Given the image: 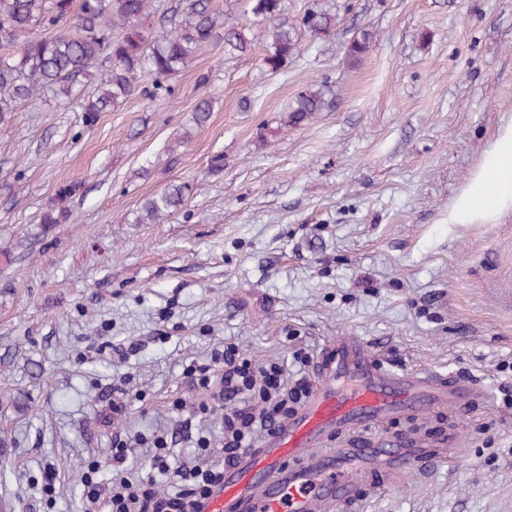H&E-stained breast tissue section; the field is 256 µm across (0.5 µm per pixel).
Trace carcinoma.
<instances>
[{
  "label": "carcinoma",
  "instance_id": "1",
  "mask_svg": "<svg viewBox=\"0 0 512 512\" xmlns=\"http://www.w3.org/2000/svg\"><path fill=\"white\" fill-rule=\"evenodd\" d=\"M245 7L268 23L265 63L272 71L298 55L301 32L321 39L336 27V15L327 9H311L291 22L285 0H245ZM160 8L155 0H0V122L40 95L73 100L80 80L103 64L107 69L97 88L79 102L86 123L93 124L99 113L119 109L134 95L171 96L166 82L213 44L224 43L229 58L253 49L249 26L217 13L213 0H181L180 7L162 16L170 29L150 38L143 23ZM371 40V33L359 32L346 55L360 60ZM145 73L152 79L149 85L140 83ZM327 106L323 89L308 88L289 105L285 124L300 125ZM190 192L187 183L169 185L141 203L138 222L160 223L182 207ZM72 222L65 206L53 205L41 218L43 224Z\"/></svg>",
  "mask_w": 512,
  "mask_h": 512
}]
</instances>
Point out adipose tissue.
Wrapping results in <instances>:
<instances>
[{"label": "adipose tissue", "mask_w": 512, "mask_h": 512, "mask_svg": "<svg viewBox=\"0 0 512 512\" xmlns=\"http://www.w3.org/2000/svg\"><path fill=\"white\" fill-rule=\"evenodd\" d=\"M512 209V125L507 126L467 189L448 212L452 224L492 222L503 210Z\"/></svg>", "instance_id": "obj_1"}]
</instances>
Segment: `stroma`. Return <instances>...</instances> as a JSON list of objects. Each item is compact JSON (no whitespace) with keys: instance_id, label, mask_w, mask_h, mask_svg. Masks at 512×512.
I'll use <instances>...</instances> for the list:
<instances>
[{"instance_id":"1","label":"stroma","mask_w":512,"mask_h":512,"mask_svg":"<svg viewBox=\"0 0 512 512\" xmlns=\"http://www.w3.org/2000/svg\"><path fill=\"white\" fill-rule=\"evenodd\" d=\"M285 5L293 21L331 10L336 28L303 37L279 71L255 22L252 52L210 46L168 99L133 96L91 125L76 104L34 99L0 123V512H84L92 464L104 482L120 466L140 475L146 438L183 418L173 403L205 397L184 368L222 343L290 365L336 336L404 372L468 377L482 395L391 421L383 447L435 444L439 428L459 445L422 476L373 473L357 504L330 512H512V210L448 221L512 123V0ZM364 29L374 38L351 61ZM310 87L329 109L285 124ZM173 182L193 187L182 208L137 223ZM65 184L73 223H42ZM116 432L135 436L121 465Z\"/></svg>"}]
</instances>
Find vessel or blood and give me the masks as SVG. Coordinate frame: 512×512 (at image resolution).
<instances>
[{
	"mask_svg": "<svg viewBox=\"0 0 512 512\" xmlns=\"http://www.w3.org/2000/svg\"><path fill=\"white\" fill-rule=\"evenodd\" d=\"M322 383L260 448L225 466L224 479L203 512H319L336 503H354L367 481L361 462L382 460L388 475L427 472L446 461L457 440L449 433L436 448L414 446L383 451L373 444L331 448L339 430L383 428L394 415L459 408L475 395L472 383L435 372L396 373L359 340H328L318 360Z\"/></svg>",
	"mask_w": 512,
	"mask_h": 512,
	"instance_id": "b4317fda",
	"label": "vessel or blood"
}]
</instances>
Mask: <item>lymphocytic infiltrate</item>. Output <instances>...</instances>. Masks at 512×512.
Here are the masks:
<instances>
[{"mask_svg":"<svg viewBox=\"0 0 512 512\" xmlns=\"http://www.w3.org/2000/svg\"><path fill=\"white\" fill-rule=\"evenodd\" d=\"M295 362L293 371L273 360L258 364L236 345L227 344L211 351L208 364L187 365L183 371L186 385L209 393L210 401L201 404V413L210 414L215 407L222 411L223 463H209L210 437L203 424L185 417L178 432L195 441L196 454L191 461L172 463L167 433L156 432L144 474L116 476L105 483L95 469H88L83 493L89 512H201V502L212 486L223 480L225 465L254 447L257 436L271 435L310 397L313 387L306 369L311 359L300 353Z\"/></svg>","mask_w":512,"mask_h":512,"instance_id":"f902f5d3","label":"lymphocytic infiltrate"}]
</instances>
